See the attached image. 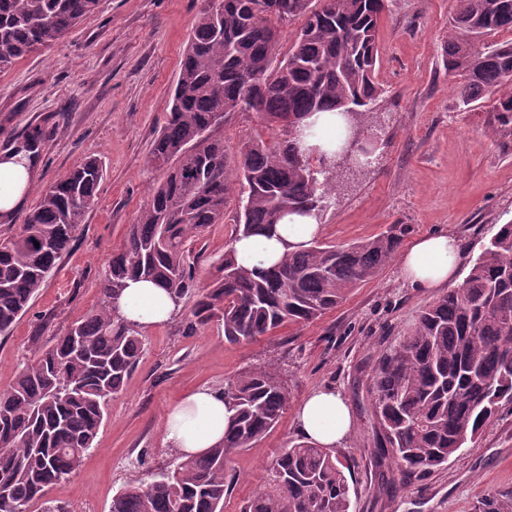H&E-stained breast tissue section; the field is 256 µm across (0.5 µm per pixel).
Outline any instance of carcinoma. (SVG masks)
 Returning <instances> with one entry per match:
<instances>
[{
	"instance_id": "1",
	"label": "carcinoma",
	"mask_w": 512,
	"mask_h": 512,
	"mask_svg": "<svg viewBox=\"0 0 512 512\" xmlns=\"http://www.w3.org/2000/svg\"><path fill=\"white\" fill-rule=\"evenodd\" d=\"M205 0L196 19L171 104L150 161L163 172L146 205L112 253L98 283L102 301L34 358L0 392V512H31L67 479L92 447L111 400L124 390L142 353L141 334L119 313L129 278L157 282L176 304L196 294L189 329L213 321L235 344L303 325L336 308L375 279L401 245L389 229L347 246L318 240L289 251L270 269L248 270L224 251L217 274L197 286L188 241L224 220L237 201L234 236L272 229L285 216L321 219L336 194L330 162L313 164L304 146L317 112H334L344 136L362 130L380 94L376 30L388 0ZM100 0H0V69L65 36ZM303 24L283 52L281 28ZM512 0H459L443 61L463 78V105L494 99L512 124ZM232 112H255L286 137L242 145L234 166L213 129ZM46 135L32 128L15 149L40 157ZM102 167L87 157L44 189L18 228L0 237V335H8L43 288L56 261L95 202ZM235 410L224 439L199 456L177 454L147 480L144 460L110 512H224L234 477L230 463L255 448L279 422L289 393L277 363L245 370L224 385ZM381 426L379 461L416 477L429 475L475 443L499 404L512 402V220L498 225L461 284L430 302L406 335L379 358L372 377ZM350 486L336 453L290 442L264 466L258 492L239 512H350ZM476 512H512V491L488 494Z\"/></svg>"
}]
</instances>
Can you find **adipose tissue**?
<instances>
[{
    "label": "adipose tissue",
    "instance_id": "adipose-tissue-1",
    "mask_svg": "<svg viewBox=\"0 0 512 512\" xmlns=\"http://www.w3.org/2000/svg\"><path fill=\"white\" fill-rule=\"evenodd\" d=\"M38 175V161L19 151L0 154V222L9 223ZM320 224L311 216L292 214L276 224L271 235H252L232 241L237 263L248 269L276 265L286 250H297L316 239ZM463 251L447 233H431L413 240L401 253L404 277L420 288L455 285ZM119 312L143 328L168 322L175 303L156 282L128 280L119 299ZM233 412L222 393L208 388L194 391L172 405L166 415V438L173 448L187 455H200L219 443ZM300 433L309 441L335 448L349 438L352 420L341 394L332 387L311 392L296 412Z\"/></svg>",
    "mask_w": 512,
    "mask_h": 512
}]
</instances>
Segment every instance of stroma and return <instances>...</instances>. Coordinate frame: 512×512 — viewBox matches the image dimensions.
I'll use <instances>...</instances> for the list:
<instances>
[{"label":"stroma","mask_w":512,"mask_h":512,"mask_svg":"<svg viewBox=\"0 0 512 512\" xmlns=\"http://www.w3.org/2000/svg\"><path fill=\"white\" fill-rule=\"evenodd\" d=\"M456 0H391L378 25L377 81L382 94L364 129L378 139L369 165L335 169L336 194L321 218L322 241L346 245L403 229V243L453 234L475 258L491 228L512 220V129L490 102L463 106L442 45ZM203 0H101L70 33L0 71V153L33 127L47 136L37 187L93 155L103 178L97 200L69 249L8 335H0V391L76 321L99 308L97 283L113 249L148 200L157 177L147 162L170 90ZM228 152L263 130L254 112H234L215 129ZM232 219L212 225L190 248L196 279L208 284L232 240ZM441 291L406 281L398 263L349 292L320 319L276 335L229 344L217 325L191 332L190 307L163 326L143 330L142 358L108 412L77 471L54 485L48 508L109 512L128 478L129 461L145 455L164 466L176 450L166 439L167 409L201 387L220 389L237 373L276 358L290 401L258 447L240 453L224 512H238L260 485L265 464L299 440L296 410L321 387L346 401L353 423L336 455L351 472L350 512H475L488 492L512 490V404H503L475 446L424 478L375 466L379 425L371 378L382 352Z\"/></svg>","instance_id":"1"}]
</instances>
